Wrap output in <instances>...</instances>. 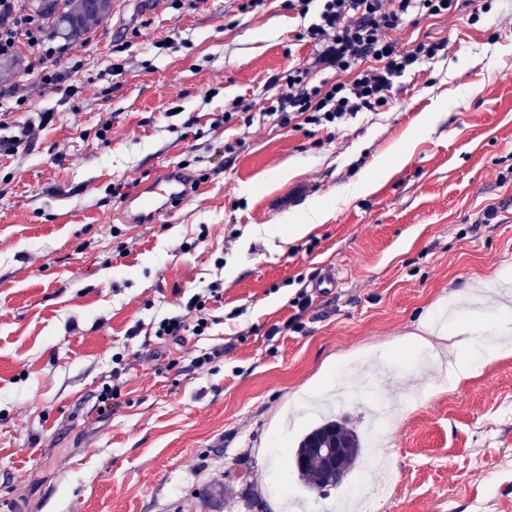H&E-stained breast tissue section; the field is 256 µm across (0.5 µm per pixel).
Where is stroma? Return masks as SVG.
Segmentation results:
<instances>
[{
  "label": "stroma",
  "instance_id": "35a3bbf8",
  "mask_svg": "<svg viewBox=\"0 0 512 512\" xmlns=\"http://www.w3.org/2000/svg\"><path fill=\"white\" fill-rule=\"evenodd\" d=\"M473 5L478 21L392 32L448 51L338 126L270 110L312 54L283 0L128 5L68 45L41 29L65 50L69 99L41 94L26 51L0 61L1 84H31L10 127L53 114L0 154V512H333L355 475L323 495L293 466L329 369L358 433L367 387L389 409L359 467L395 474L380 512H512V341L491 325L512 306V0ZM167 167L199 191L120 223L123 192ZM314 205L320 226L280 236ZM329 268L341 287L316 292ZM199 298L206 329L157 335ZM424 320L470 323L465 373L401 348Z\"/></svg>",
  "mask_w": 512,
  "mask_h": 512
}]
</instances>
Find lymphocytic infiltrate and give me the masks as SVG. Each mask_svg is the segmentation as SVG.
Instances as JSON below:
<instances>
[{
    "instance_id": "obj_1",
    "label": "lymphocytic infiltrate",
    "mask_w": 512,
    "mask_h": 512,
    "mask_svg": "<svg viewBox=\"0 0 512 512\" xmlns=\"http://www.w3.org/2000/svg\"><path fill=\"white\" fill-rule=\"evenodd\" d=\"M24 0H0V57L27 43L42 72L41 85L69 97L73 88L63 85V73L50 62L37 36L26 35L35 18ZM472 0H285L288 9L314 22L300 34L315 50L311 67L297 69L286 79L287 91L273 105L283 125L304 118L314 125L340 124L361 112H375L389 103L388 94L397 78L447 50L446 41H422L408 50L398 49L393 31L411 16L456 14ZM332 69L349 79L328 87L310 86L311 69Z\"/></svg>"
}]
</instances>
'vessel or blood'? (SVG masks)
Here are the masks:
<instances>
[{
  "label": "vessel or blood",
  "instance_id": "b4317fda",
  "mask_svg": "<svg viewBox=\"0 0 512 512\" xmlns=\"http://www.w3.org/2000/svg\"><path fill=\"white\" fill-rule=\"evenodd\" d=\"M194 175L182 168L164 169L150 182L136 186L125 198L120 218L126 224H151L196 192Z\"/></svg>",
  "mask_w": 512,
  "mask_h": 512
}]
</instances>
